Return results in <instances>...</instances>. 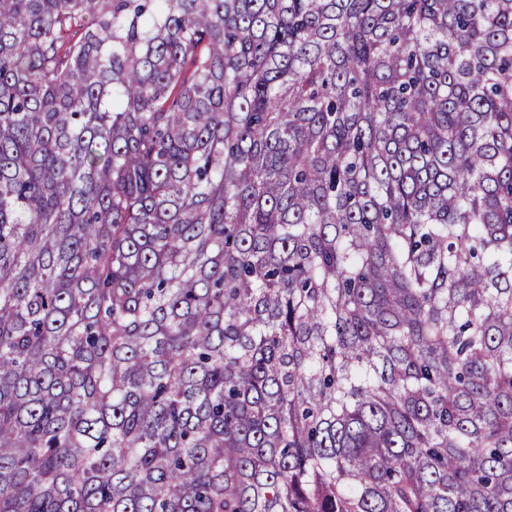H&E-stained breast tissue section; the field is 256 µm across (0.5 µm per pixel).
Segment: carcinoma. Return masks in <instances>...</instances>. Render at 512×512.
<instances>
[{
  "label": "carcinoma",
  "instance_id": "1",
  "mask_svg": "<svg viewBox=\"0 0 512 512\" xmlns=\"http://www.w3.org/2000/svg\"><path fill=\"white\" fill-rule=\"evenodd\" d=\"M0 512H512V0H0Z\"/></svg>",
  "mask_w": 512,
  "mask_h": 512
}]
</instances>
